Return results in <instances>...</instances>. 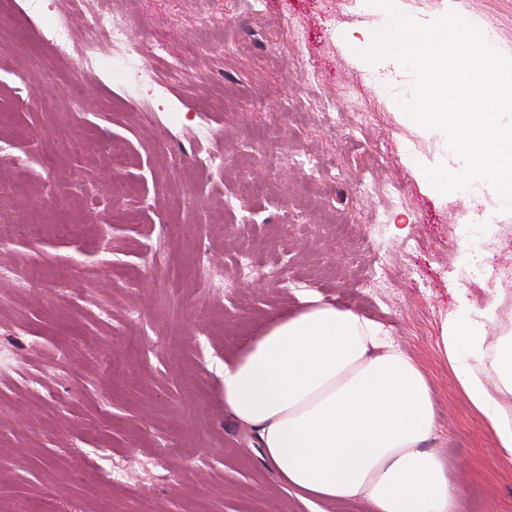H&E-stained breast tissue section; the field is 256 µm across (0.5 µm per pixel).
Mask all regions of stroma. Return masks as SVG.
Wrapping results in <instances>:
<instances>
[{
    "label": "stroma",
    "instance_id": "stroma-1",
    "mask_svg": "<svg viewBox=\"0 0 512 512\" xmlns=\"http://www.w3.org/2000/svg\"><path fill=\"white\" fill-rule=\"evenodd\" d=\"M456 2L512 54V0ZM107 5L166 87L151 122L147 88L83 76L46 45L64 0H0V216L16 228L0 244V348L22 363L0 377V512H310L225 414L223 389L225 358L304 290L390 328L428 378L430 447L463 512H512V462L437 347L461 300L512 305V288L452 287L465 251L512 267V213L485 195L487 233L468 198L421 187L411 157L449 150L398 121L410 73L363 78L342 40L381 15L345 16L341 0ZM380 219L405 236L374 241ZM54 347L60 371L42 366Z\"/></svg>",
    "mask_w": 512,
    "mask_h": 512
}]
</instances>
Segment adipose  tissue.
I'll list each match as a JSON object with an SVG mask.
<instances>
[{
  "label": "adipose tissue",
  "instance_id": "1",
  "mask_svg": "<svg viewBox=\"0 0 512 512\" xmlns=\"http://www.w3.org/2000/svg\"><path fill=\"white\" fill-rule=\"evenodd\" d=\"M494 307L443 320L438 350L498 448L512 459V336L488 344ZM224 411L308 505L370 512H460L459 492L427 443L436 414L427 376L389 328L306 294L224 362Z\"/></svg>",
  "mask_w": 512,
  "mask_h": 512
}]
</instances>
